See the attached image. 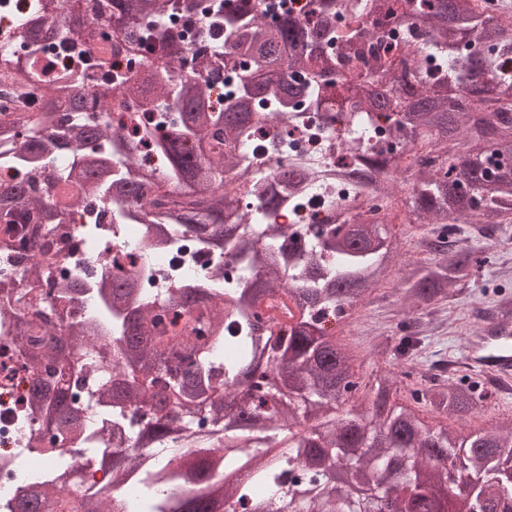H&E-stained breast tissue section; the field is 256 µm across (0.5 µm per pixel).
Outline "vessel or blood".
<instances>
[{
    "label": "vessel or blood",
    "mask_w": 512,
    "mask_h": 512,
    "mask_svg": "<svg viewBox=\"0 0 512 512\" xmlns=\"http://www.w3.org/2000/svg\"><path fill=\"white\" fill-rule=\"evenodd\" d=\"M463 366L481 378L512 381V301H500L496 319L482 327L467 347Z\"/></svg>",
    "instance_id": "1"
}]
</instances>
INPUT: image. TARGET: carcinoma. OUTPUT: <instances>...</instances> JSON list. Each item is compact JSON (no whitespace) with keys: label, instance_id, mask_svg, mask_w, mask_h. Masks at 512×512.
<instances>
[{"label":"carcinoma","instance_id":"obj_1","mask_svg":"<svg viewBox=\"0 0 512 512\" xmlns=\"http://www.w3.org/2000/svg\"><path fill=\"white\" fill-rule=\"evenodd\" d=\"M169 2L112 0L109 23L127 29L132 42L144 40L140 22H153L154 58L100 96L118 91L142 112H176L177 127L129 130L110 116L67 126L63 117L84 111L83 98L75 79L56 78L40 111L0 119V167L35 171L45 185L35 195L28 182H0V231L30 244L38 284L60 252L48 255L47 243L30 236L45 222L64 223L71 207L101 192L130 223L148 226L141 255L167 250L184 229L224 249L240 273L222 288L192 282L148 296L142 280L115 262L92 288L70 280L14 306L13 293L0 288V314L15 323L31 372V405L53 431L49 447L39 436L31 441L52 457V468L29 473L9 512H30L33 499L49 512H113L114 494L130 477L138 482L135 512H217L218 504L385 512L395 493L402 512H459V501L468 512H512V421L458 437L420 413L462 419L494 392L467 379L427 377L407 389L412 403L398 405L397 380L358 381L356 355L324 324L326 315L351 312L384 286L401 251L391 220L366 221L358 205L338 224L316 225L304 242L261 223L278 202L236 153L254 142L260 115L302 128L301 105L330 100L336 108H324L318 125L348 128L343 149L355 167L345 171L346 185L367 181L376 198L390 200L401 166L369 141L377 122H391L400 142L420 151L404 218L430 234L429 257L409 262L395 289L409 309L440 308L486 261L485 252L451 239L454 225L475 224L485 238L512 223V112L501 111L512 101V74L498 67V58L512 55V21L486 13L481 0H373L380 24L414 34L396 57L392 43L364 25L365 0H312V17L282 10L274 25L264 0H235L232 8L228 0H182L188 17H206L195 25L201 42L224 49V59L240 67L217 108L208 79L179 77L183 41L163 22ZM338 11L356 24L337 26ZM71 24L57 0H41L39 27ZM465 42L472 48L458 66ZM296 69L311 70L310 82L297 84ZM62 148L80 158L69 176L77 193L63 199L49 192V164ZM146 149L162 171L140 166ZM265 149L276 160L275 179L299 186L291 202L303 201L317 172L279 163L286 138H268ZM463 181L470 190L458 189ZM244 194L258 200L259 212L240 211ZM279 292L293 304V320L264 328L256 302ZM79 296L95 305L94 318L59 334L50 322L29 319L33 302L64 305ZM419 350V337H399L394 358L402 377L413 375ZM93 409L103 415L102 430L112 431L110 449L88 425ZM93 460L112 469L111 492L90 485L72 493ZM338 471L363 493L350 495L336 482Z\"/></svg>","mask_w":512,"mask_h":512}]
</instances>
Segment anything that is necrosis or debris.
Returning a JSON list of instances; mask_svg holds the SVG:
<instances>
[{"label":"necrosis or debris","instance_id":"4bbe7bcc","mask_svg":"<svg viewBox=\"0 0 512 512\" xmlns=\"http://www.w3.org/2000/svg\"><path fill=\"white\" fill-rule=\"evenodd\" d=\"M72 13L101 18V25L92 32L79 34L69 29L57 30L51 40L27 42L24 32L35 26L32 0H0V110L12 112L20 87L33 89L26 102L28 111H35L37 94L50 81L40 67L45 63L74 72L79 85L88 97V114L94 115L102 107L98 92L103 79L116 74L141 70L144 50L132 48L125 30L112 28L106 19L111 11V0H64ZM343 151L333 133L299 134L287 158L302 161L317 169H337V159ZM341 203L335 190H315L308 208L297 209L282 204L273 221L293 225L294 229L310 224H332ZM144 233L140 224L127 223L116 210L103 202L89 199L69 211L66 224L59 228L64 259L57 266L54 278L62 282L80 277L94 282L106 262L119 258L124 266L146 273L147 288L151 293H162L187 281H205L216 284L218 276L235 277L234 261L222 250L208 247L198 237L181 235L169 255L141 256L137 242ZM27 383L24 371H17L7 381L0 380V458L6 462L0 468V501L10 498L23 487L21 469L11 461L23 458L24 468L47 466L45 457L27 446L31 435L50 440L38 415L27 405Z\"/></svg>","mask_w":512,"mask_h":512}]
</instances>
